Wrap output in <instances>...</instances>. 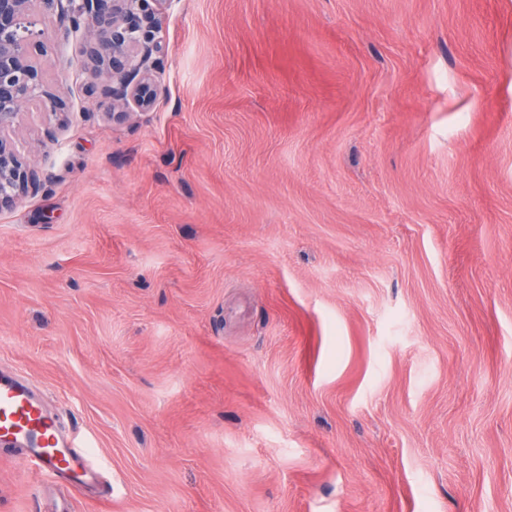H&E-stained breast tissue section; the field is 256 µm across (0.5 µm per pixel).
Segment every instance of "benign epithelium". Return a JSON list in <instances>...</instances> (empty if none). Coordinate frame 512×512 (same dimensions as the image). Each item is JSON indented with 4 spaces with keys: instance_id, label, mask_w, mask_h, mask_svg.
Wrapping results in <instances>:
<instances>
[{
    "instance_id": "7a95c632",
    "label": "benign epithelium",
    "mask_w": 512,
    "mask_h": 512,
    "mask_svg": "<svg viewBox=\"0 0 512 512\" xmlns=\"http://www.w3.org/2000/svg\"><path fill=\"white\" fill-rule=\"evenodd\" d=\"M167 0H0V208L41 187L36 166L17 154L8 134L28 105L65 109L43 80L48 58L39 25L56 16L67 36L83 31L86 66L96 90L112 107V119L149 111L159 95L165 46L162 11Z\"/></svg>"
}]
</instances>
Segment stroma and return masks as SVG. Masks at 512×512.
<instances>
[{
	"instance_id": "stroma-1",
	"label": "stroma",
	"mask_w": 512,
	"mask_h": 512,
	"mask_svg": "<svg viewBox=\"0 0 512 512\" xmlns=\"http://www.w3.org/2000/svg\"><path fill=\"white\" fill-rule=\"evenodd\" d=\"M116 122L80 37L10 138L0 374L112 481L0 512H512V0H167ZM54 130L47 139L46 130Z\"/></svg>"
}]
</instances>
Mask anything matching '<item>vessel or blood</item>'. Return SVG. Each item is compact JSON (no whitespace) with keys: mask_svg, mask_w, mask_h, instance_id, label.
Here are the masks:
<instances>
[{"mask_svg":"<svg viewBox=\"0 0 512 512\" xmlns=\"http://www.w3.org/2000/svg\"><path fill=\"white\" fill-rule=\"evenodd\" d=\"M0 444L24 448L29 472L42 485L68 476L87 481L96 476L85 440L65 434L46 414L26 378H0Z\"/></svg>","mask_w":512,"mask_h":512,"instance_id":"b4317fda","label":"vessel or blood"}]
</instances>
